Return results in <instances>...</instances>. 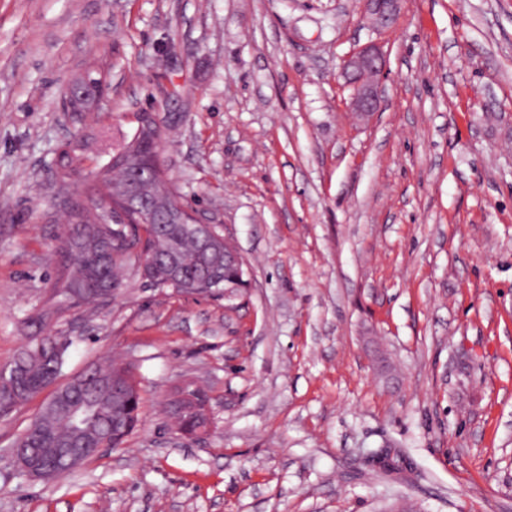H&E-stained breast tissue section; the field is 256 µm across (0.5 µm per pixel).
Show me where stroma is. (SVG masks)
<instances>
[{
  "label": "stroma",
  "instance_id": "35a3bbf8",
  "mask_svg": "<svg viewBox=\"0 0 512 512\" xmlns=\"http://www.w3.org/2000/svg\"><path fill=\"white\" fill-rule=\"evenodd\" d=\"M379 43L366 121L342 73ZM90 111L63 107L92 63ZM161 119L183 202L226 228L250 286L147 287L51 311L77 196ZM71 340L61 375L134 364L142 418L52 483L0 416V512H512V0H0V365ZM200 389L187 438L171 389ZM364 12L377 30L392 25L401 11L402 0H362Z\"/></svg>",
  "mask_w": 512,
  "mask_h": 512
}]
</instances>
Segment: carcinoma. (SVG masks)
I'll return each mask as SVG.
<instances>
[{
	"label": "carcinoma",
	"mask_w": 512,
	"mask_h": 512,
	"mask_svg": "<svg viewBox=\"0 0 512 512\" xmlns=\"http://www.w3.org/2000/svg\"><path fill=\"white\" fill-rule=\"evenodd\" d=\"M165 136L164 128L153 125L133 146L125 144L114 155L109 169L95 176L89 187L91 206L77 205L69 213L70 224L59 237V250L64 265L57 295L61 305L77 308L95 302V290L120 286L119 273L128 261L127 248L135 236L140 217L125 210L115 190L126 184L128 172L139 166L154 170L156 179L164 180V191L172 202L180 196L178 185L158 164L154 145ZM155 252L169 251L179 260V275L174 278L167 268H155L146 276L149 286L184 292L201 279L224 288V279L233 269L224 264L229 248L224 235L218 234L210 250L202 253L196 234L185 224H164L148 242ZM70 342L61 337L50 340L32 339L12 362L17 374L0 377V413L6 415L39 393L47 380L62 372ZM75 386V394L88 398L99 409L102 419L87 421L81 437L98 447L105 440L104 419L112 411V364L92 367L91 377H73L67 386ZM37 425L27 436L32 448H57L71 442L74 431L59 406L46 405L37 414Z\"/></svg>",
	"instance_id": "1"
}]
</instances>
